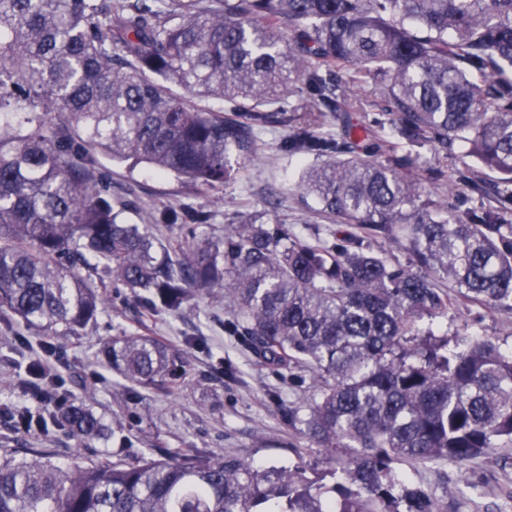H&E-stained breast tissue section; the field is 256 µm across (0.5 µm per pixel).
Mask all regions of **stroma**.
I'll return each mask as SVG.
<instances>
[{"label":"stroma","mask_w":512,"mask_h":512,"mask_svg":"<svg viewBox=\"0 0 512 512\" xmlns=\"http://www.w3.org/2000/svg\"><path fill=\"white\" fill-rule=\"evenodd\" d=\"M287 136L286 128H264L258 139V159L215 188H182L173 177L141 163L106 156L99 162L111 175L113 199L137 204L136 211L126 213V221L137 224L143 213H152L157 218L153 232L159 240L169 236L158 221L161 213L200 209L212 214L211 222L198 230L203 239L222 236L226 225L255 211L276 215L308 236L318 217L292 191L304 159L283 149ZM478 169L464 150L454 149L448 155L446 178L428 181L427 187L441 196L447 195L449 186L459 187L455 202L462 210L494 205L493 194L480 196L465 189L467 182L478 178L493 182L492 174H479ZM224 318V301L218 297L189 303L174 314L162 307H137L127 290L113 293L106 312L82 335L56 337L59 352L53 357L61 389L101 415L110 434L84 448L52 427L44 432L14 430L9 417L0 412V449L41 448L70 466L86 464L106 451L120 454L125 447L170 457L195 451L216 457L230 453L262 467H297L309 478L322 476L328 469L322 450L289 429L278 412L280 405L309 397L308 374L260 363L236 337L225 334ZM443 325L451 333L495 338L504 350L512 351V314L461 304L449 310ZM134 329L186 351V374L175 392L143 390L131 399L123 392L120 376L103 373L97 360L99 340ZM28 342L30 349L22 354L15 351L12 340L0 343V409L7 406L46 415L51 404L36 403L25 383L27 365L43 357L39 339L32 336ZM393 475L435 492L447 503L448 512H512V449L494 451L463 466L450 461L399 463Z\"/></svg>","instance_id":"1"}]
</instances>
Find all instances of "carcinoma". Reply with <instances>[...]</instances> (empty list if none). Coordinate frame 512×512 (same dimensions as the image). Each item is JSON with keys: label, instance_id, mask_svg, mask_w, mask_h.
I'll list each match as a JSON object with an SVG mask.
<instances>
[{"label": "carcinoma", "instance_id": "carcinoma-1", "mask_svg": "<svg viewBox=\"0 0 512 512\" xmlns=\"http://www.w3.org/2000/svg\"><path fill=\"white\" fill-rule=\"evenodd\" d=\"M368 84L388 122L324 131ZM235 103L226 115L183 99ZM311 157L298 184L329 222L298 236L249 213L216 241L156 250L123 210L98 156L182 185L216 187L253 160L258 130ZM458 145L497 175V205L458 211L398 154ZM512 0H0V323L55 350L105 308L107 286L171 312L229 285L224 331L258 358L309 374L280 415L336 462L331 486L234 455L144 452L62 467L41 450L0 454V512H445L392 475L395 461L470 462L512 445V353L433 329L460 299L512 313ZM338 224L343 231L332 229ZM128 392H172L182 354L144 331L100 342ZM49 417L83 446L108 430L36 362Z\"/></svg>", "mask_w": 512, "mask_h": 512}]
</instances>
